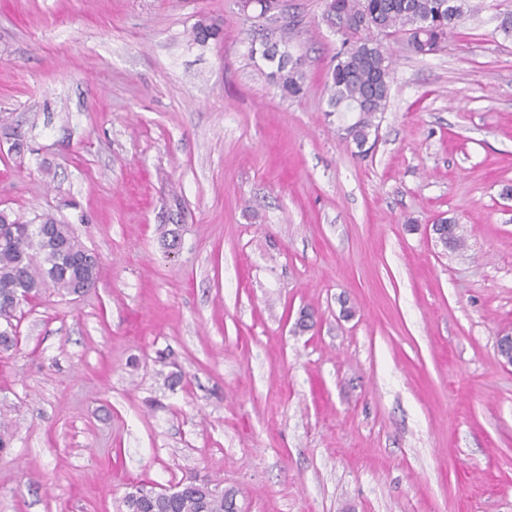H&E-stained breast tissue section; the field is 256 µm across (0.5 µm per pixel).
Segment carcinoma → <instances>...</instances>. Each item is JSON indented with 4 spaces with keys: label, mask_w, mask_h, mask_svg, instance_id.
I'll return each instance as SVG.
<instances>
[{
    "label": "carcinoma",
    "mask_w": 512,
    "mask_h": 512,
    "mask_svg": "<svg viewBox=\"0 0 512 512\" xmlns=\"http://www.w3.org/2000/svg\"><path fill=\"white\" fill-rule=\"evenodd\" d=\"M465 0H335L325 3L323 18L341 37L335 64L327 72L328 105L335 112H355L357 120L346 128L358 148L369 141L376 114L385 111L391 91L392 60L376 36L400 33L418 55L439 49L448 33L462 19ZM288 26L275 41L264 38L252 52L275 65L270 77L282 95L303 92L305 74L301 60H292ZM88 248L69 224L44 216L34 224L0 211V348L14 344L12 319L17 308L53 289L74 293L78 284L95 287L99 264L73 269V259ZM237 492L183 494L158 499L152 512H232Z\"/></svg>",
    "instance_id": "cac0c4a2"
}]
</instances>
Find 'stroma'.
I'll use <instances>...</instances> for the list:
<instances>
[{
	"label": "stroma",
	"mask_w": 512,
	"mask_h": 512,
	"mask_svg": "<svg viewBox=\"0 0 512 512\" xmlns=\"http://www.w3.org/2000/svg\"><path fill=\"white\" fill-rule=\"evenodd\" d=\"M282 9L0 0V211L99 261L0 350V512H125L191 477L241 512H512V0H468L429 55L384 40L365 155L328 109L325 0ZM284 23L295 98L251 52Z\"/></svg>",
	"instance_id": "1"
}]
</instances>
